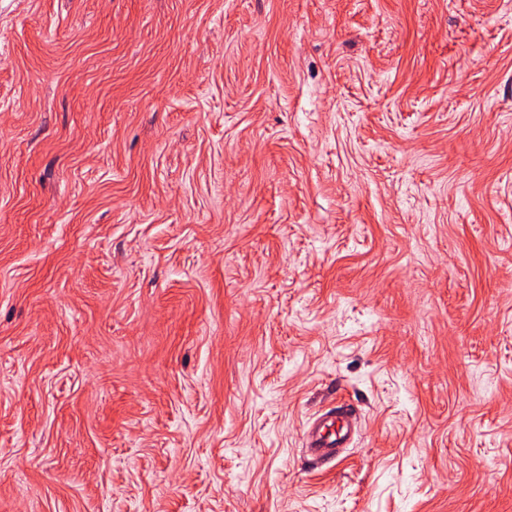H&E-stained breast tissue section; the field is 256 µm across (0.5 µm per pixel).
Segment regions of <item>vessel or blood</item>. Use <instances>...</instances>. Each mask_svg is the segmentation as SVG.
<instances>
[{"mask_svg":"<svg viewBox=\"0 0 512 512\" xmlns=\"http://www.w3.org/2000/svg\"><path fill=\"white\" fill-rule=\"evenodd\" d=\"M357 422L356 411L345 404L333 407L309 421L305 430L304 453L315 465L335 461L349 447Z\"/></svg>","mask_w":512,"mask_h":512,"instance_id":"vessel-or-blood-1","label":"vessel or blood"}]
</instances>
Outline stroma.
<instances>
[{
  "instance_id": "stroma-1",
  "label": "stroma",
  "mask_w": 512,
  "mask_h": 512,
  "mask_svg": "<svg viewBox=\"0 0 512 512\" xmlns=\"http://www.w3.org/2000/svg\"><path fill=\"white\" fill-rule=\"evenodd\" d=\"M0 512H512V0H0ZM357 418L352 407L341 404L309 421L304 443L308 460L314 465L336 461L339 452L351 445Z\"/></svg>"
}]
</instances>
